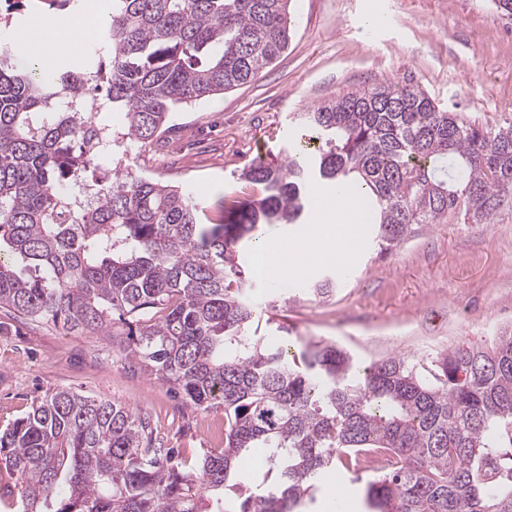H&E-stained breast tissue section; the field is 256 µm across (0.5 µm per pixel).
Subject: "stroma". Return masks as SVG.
I'll list each match as a JSON object with an SVG mask.
<instances>
[{
	"label": "stroma",
	"instance_id": "stroma-1",
	"mask_svg": "<svg viewBox=\"0 0 512 512\" xmlns=\"http://www.w3.org/2000/svg\"><path fill=\"white\" fill-rule=\"evenodd\" d=\"M383 23L366 30L369 15ZM286 51L252 83L174 112L162 144L130 145L133 173L192 192L205 213L240 191L251 162L284 158L302 135L298 112L351 88L418 85L440 106L492 127L512 120V15L492 0H291ZM342 261L306 276L254 281L267 344L333 341L358 365L429 361L461 344L490 345L512 324V205L490 224H418L389 251L361 224ZM335 278L313 301L307 288ZM62 387L151 418L165 446L194 456L224 445V410L185 404L158 375L105 337L25 320L0 308V430Z\"/></svg>",
	"mask_w": 512,
	"mask_h": 512
}]
</instances>
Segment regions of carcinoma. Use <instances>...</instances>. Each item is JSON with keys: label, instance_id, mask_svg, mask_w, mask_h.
<instances>
[{"label": "carcinoma", "instance_id": "1", "mask_svg": "<svg viewBox=\"0 0 512 512\" xmlns=\"http://www.w3.org/2000/svg\"><path fill=\"white\" fill-rule=\"evenodd\" d=\"M96 41L45 76L0 43V308L110 340L185 400L224 407V447L185 461L150 419L61 388L0 431L5 512H305L318 479L360 455L370 512H512V327L418 365L363 370L348 349L250 335L242 249L297 224L316 186L357 183L389 250L415 224H489L512 201V122L494 129L400 82L351 89L299 114L285 165L240 173L261 197L201 223L193 195L152 178L88 179L97 156L151 143L173 112L247 85L288 47L289 0H110ZM90 98L97 112L82 111ZM446 162L452 179L437 175ZM95 187L82 204L78 189ZM336 283L310 289L322 302ZM266 471L233 498L240 464Z\"/></svg>", "mask_w": 512, "mask_h": 512}]
</instances>
